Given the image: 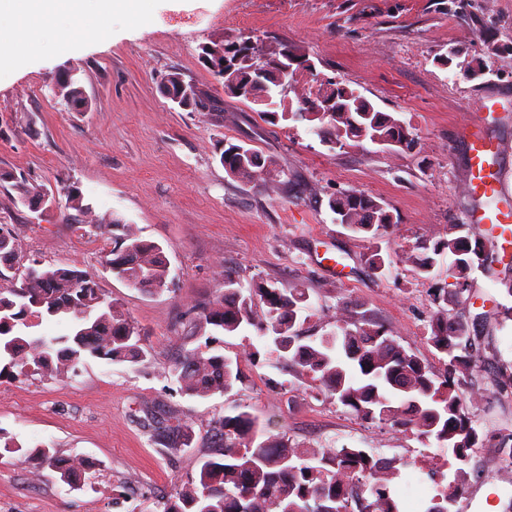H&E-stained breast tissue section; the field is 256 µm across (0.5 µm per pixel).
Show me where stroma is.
Wrapping results in <instances>:
<instances>
[{
  "mask_svg": "<svg viewBox=\"0 0 512 512\" xmlns=\"http://www.w3.org/2000/svg\"><path fill=\"white\" fill-rule=\"evenodd\" d=\"M110 28L108 40L19 57L0 73V225L14 236L10 276L35 264L88 273L138 326L148 354L138 365L88 357L64 379H0V431L89 464L70 487L48 465L4 454L0 512H158L206 455L215 420L239 410L256 416L263 439L283 434L303 446L356 445L407 460L394 491L403 512H421L437 492L420 466L437 453L435 443L358 418L281 361L243 363L244 383L231 397L185 395L166 370L197 346L199 313L223 292L226 269L248 287L302 285L303 335L334 330L345 303L443 371L427 340L430 296L450 284L452 259L419 276L398 256L466 222L473 198L460 130L484 96L496 101L484 134L512 149V0H155L151 15L116 16ZM248 36L314 61L306 91L290 89L289 103L315 97L327 80L357 89L405 122L413 149L334 148L309 123H272L225 95L201 47ZM451 46L461 48L459 60L441 65ZM478 58L486 73L469 78L463 64ZM172 70L208 86L223 113L191 112L164 97L159 84ZM70 76L91 103L87 111H71L59 92ZM232 144L271 158L270 174L249 182L227 172L220 155ZM20 181L46 203L21 202ZM350 189L387 205L397 219L388 235L368 241L337 224L329 199ZM72 190L81 207L69 200ZM110 212L163 248L169 290L146 293L109 271L112 241L91 230ZM375 249L394 257L385 273L366 262ZM470 284V299L449 295L448 312L475 324L473 382L485 399L471 417L484 440L452 512H505L512 472L501 470L496 443L512 433V297L487 272L475 271ZM144 401L157 417L175 411L191 423L194 440L180 457L152 444L138 411Z\"/></svg>",
  "mask_w": 512,
  "mask_h": 512,
  "instance_id": "obj_1",
  "label": "stroma"
}]
</instances>
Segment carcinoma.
I'll return each mask as SVG.
<instances>
[{
    "instance_id": "obj_1",
    "label": "carcinoma",
    "mask_w": 512,
    "mask_h": 512,
    "mask_svg": "<svg viewBox=\"0 0 512 512\" xmlns=\"http://www.w3.org/2000/svg\"><path fill=\"white\" fill-rule=\"evenodd\" d=\"M202 58L232 96L255 105L268 101L274 109L263 114L307 121L323 142L342 148L350 143L394 141L406 149L415 143L397 115L377 110L346 85L329 81L315 99L303 100L293 110L284 104L283 87L255 78L260 65L255 52L221 40L203 46ZM182 85L191 87L181 73L172 71L160 92L167 98L175 96ZM61 90L71 109H88V100L75 80L66 81ZM216 102L199 89L190 98H180L177 105L203 111L213 109ZM236 149V145L228 146L221 162L236 169L238 177L252 180L267 167V160L252 148L243 149L245 162H240ZM329 208L340 224L366 240L376 239L395 224L393 214L380 201L353 190L331 197ZM121 227L123 219L115 214L96 226L100 234L112 235L109 270L148 293L167 288L169 269L162 249L152 242L114 234ZM448 254L454 257L449 276L455 279L457 294L467 291L474 270H493L492 251L478 240L471 241L466 224L452 225L448 236L420 244L419 251L403 254L401 261L424 276ZM223 279L224 293L203 308L201 324L225 334L253 326L261 333L260 346L251 344L233 359L207 348L187 351L167 369L182 393L199 398L232 394L244 380L241 361H256L263 349L288 362L294 375L361 419L378 420L398 432L434 440L444 452L448 473L442 474L445 485L426 504L425 512H451L468 483L470 451L479 444L470 409L485 396L469 385L474 367L471 329L468 323L448 317V292H438L431 299L436 310L428 341L442 355L445 366L438 377L383 327L366 318L351 319L346 304L338 309L335 330L305 337L297 325L298 313L306 309L305 289L246 288L229 270ZM44 315L64 321L69 333L31 335L32 319ZM87 356L132 365L146 358L138 327L100 293L89 274L31 267L19 284L0 287V378H67ZM216 429L219 440L214 449L195 463L197 474L188 476L175 495L160 504L162 512H399L390 484L400 468L407 466L404 461L384 460L358 446L308 448L291 443L284 435L260 441L257 419L247 411L219 418ZM192 440L191 424L176 417L157 434L155 444L173 454ZM0 442L6 453L39 456L54 468L60 482L77 485L80 459L58 458L44 446L25 450L15 438L2 433Z\"/></svg>"
}]
</instances>
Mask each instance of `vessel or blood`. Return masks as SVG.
I'll use <instances>...</instances> for the list:
<instances>
[{"label":"vessel or blood","instance_id":"1","mask_svg":"<svg viewBox=\"0 0 512 512\" xmlns=\"http://www.w3.org/2000/svg\"><path fill=\"white\" fill-rule=\"evenodd\" d=\"M507 147L479 133L469 135V171L467 188L477 204L467 216L468 223L481 224L488 237L501 241V261L512 259V190L506 184L507 173L500 161Z\"/></svg>","mask_w":512,"mask_h":512}]
</instances>
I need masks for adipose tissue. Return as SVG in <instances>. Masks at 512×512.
I'll list each match as a JSON object with an SVG mask.
<instances>
[{
  "label": "adipose tissue",
  "mask_w": 512,
  "mask_h": 512,
  "mask_svg": "<svg viewBox=\"0 0 512 512\" xmlns=\"http://www.w3.org/2000/svg\"><path fill=\"white\" fill-rule=\"evenodd\" d=\"M150 0H0V69L13 58L66 51L73 39L89 33L102 40L113 14L138 18Z\"/></svg>",
  "instance_id": "1"
}]
</instances>
